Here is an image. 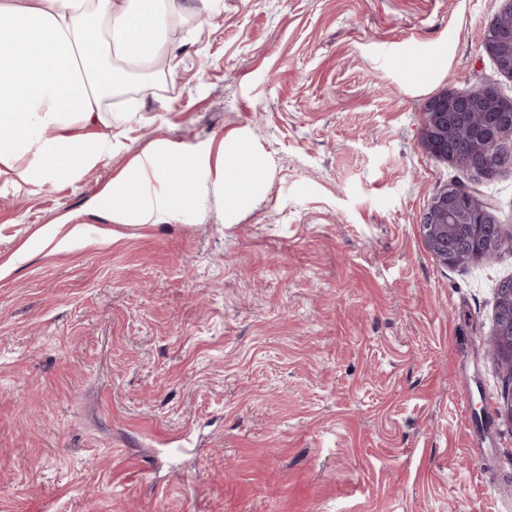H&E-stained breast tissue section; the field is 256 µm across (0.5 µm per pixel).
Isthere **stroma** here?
Instances as JSON below:
<instances>
[{"mask_svg":"<svg viewBox=\"0 0 512 512\" xmlns=\"http://www.w3.org/2000/svg\"><path fill=\"white\" fill-rule=\"evenodd\" d=\"M167 78L112 102V153L0 192V512H512V376L491 354L512 250L457 266L420 220L485 181L421 144L448 90L512 96L503 0H175ZM445 60L422 80L397 63ZM245 140L262 191L155 224L91 201L167 144ZM72 221L60 223L62 214ZM506 6L485 24L482 41L484 52L494 61L501 74L512 79V26L499 28L498 19L512 17V1L504 0Z\"/></svg>","mask_w":512,"mask_h":512,"instance_id":"1","label":"stroma"}]
</instances>
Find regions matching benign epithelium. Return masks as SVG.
<instances>
[{
    "label": "benign epithelium",
    "mask_w": 512,
    "mask_h": 512,
    "mask_svg": "<svg viewBox=\"0 0 512 512\" xmlns=\"http://www.w3.org/2000/svg\"><path fill=\"white\" fill-rule=\"evenodd\" d=\"M485 24L482 41L484 52L500 73L512 78V26L501 28L498 19L512 17V0ZM425 122L421 141L435 159L448 162L484 178L492 179L512 167V142L496 140L497 149L473 163L467 160L465 146L457 139L459 125L474 112H489L512 129V97L480 89L470 93L444 91L428 99L424 106ZM471 197L465 188L450 184L437 191L420 221L422 238L428 252L442 265H457L480 260L489 253V243L512 239L495 215L490 200L481 201L476 216L465 224L448 225V216ZM497 292V320L492 355L512 376V278L501 281Z\"/></svg>",
    "instance_id": "1"
}]
</instances>
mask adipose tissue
Masks as SVG:
<instances>
[{"instance_id": "1", "label": "adipose tissue", "mask_w": 512, "mask_h": 512, "mask_svg": "<svg viewBox=\"0 0 512 512\" xmlns=\"http://www.w3.org/2000/svg\"><path fill=\"white\" fill-rule=\"evenodd\" d=\"M175 23L170 0H0V189L27 191L78 179L112 152L105 92L128 71L152 74L167 56ZM199 156L159 146L114 179L93 205L113 224H153L197 203ZM262 161L250 146L223 151L212 192L225 211L254 195ZM171 176L150 198L148 176Z\"/></svg>"}]
</instances>
